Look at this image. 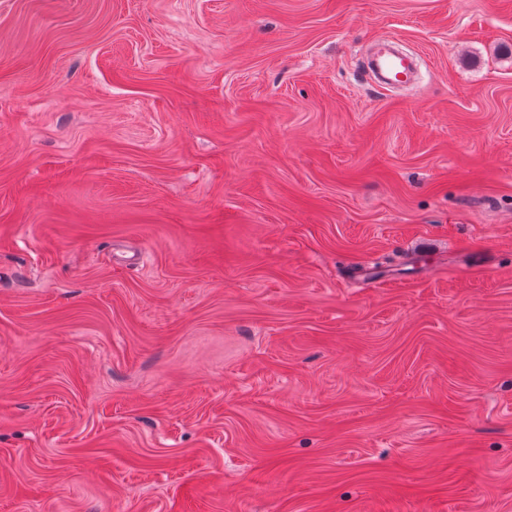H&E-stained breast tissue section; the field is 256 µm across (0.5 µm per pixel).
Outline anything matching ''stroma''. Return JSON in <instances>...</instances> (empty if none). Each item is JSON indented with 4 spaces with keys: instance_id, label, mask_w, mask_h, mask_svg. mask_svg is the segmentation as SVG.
<instances>
[{
    "instance_id": "1",
    "label": "stroma",
    "mask_w": 512,
    "mask_h": 512,
    "mask_svg": "<svg viewBox=\"0 0 512 512\" xmlns=\"http://www.w3.org/2000/svg\"><path fill=\"white\" fill-rule=\"evenodd\" d=\"M0 512H512V0H0ZM374 67L379 75L386 79L385 83H393L403 76L406 65L401 57L386 53L376 59Z\"/></svg>"
}]
</instances>
